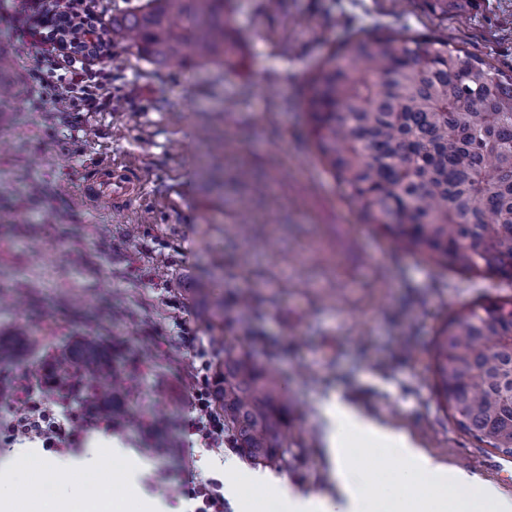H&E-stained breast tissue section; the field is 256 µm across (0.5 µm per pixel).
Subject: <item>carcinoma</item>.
Returning <instances> with one entry per match:
<instances>
[{"label":"carcinoma","mask_w":512,"mask_h":512,"mask_svg":"<svg viewBox=\"0 0 512 512\" xmlns=\"http://www.w3.org/2000/svg\"><path fill=\"white\" fill-rule=\"evenodd\" d=\"M230 0H144L112 35L154 64L229 62ZM316 154L394 248L460 272L512 281V72L428 35L378 26L351 34L311 78L305 106ZM216 371L224 442L255 464L288 452L292 413L273 366L245 328ZM120 347L88 338L58 359L98 399L123 379ZM437 404L464 434L512 457V298L463 306L430 352Z\"/></svg>","instance_id":"carcinoma-1"}]
</instances>
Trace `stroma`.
Here are the masks:
<instances>
[{"instance_id":"1","label":"stroma","mask_w":512,"mask_h":512,"mask_svg":"<svg viewBox=\"0 0 512 512\" xmlns=\"http://www.w3.org/2000/svg\"><path fill=\"white\" fill-rule=\"evenodd\" d=\"M226 19L247 38L221 68L163 67L108 38L112 103L99 112L29 111L38 59L0 24V54L14 61L0 74L12 87L0 101V334L36 339L0 361V378L26 380L38 395L40 370L75 341L121 343L138 361L121 400L141 422L105 428L106 408L87 397L71 404L76 417L99 416L82 436L109 433L124 450L113 466H133L157 512H194L182 477L223 479L233 450L174 455L167 448L178 433L150 423L160 408L176 415L195 387L180 349L184 308L209 368L224 359L228 333L212 327L211 300L200 293L212 281L220 293L253 298L243 317L276 345L255 353L272 362L292 402L284 461L241 463L239 493L258 497L260 512H284L279 480L296 496L335 495L322 411L338 397L443 467L465 468L512 497V457L457 429L435 401L429 371L448 315L510 298L512 283L395 253L317 159L302 109L313 70L352 31L377 24L433 34L512 68V0H466L445 15L425 0H232ZM113 164L134 175L139 192L119 203L86 200L82 183ZM26 412L25 395L0 392V459L24 445L40 450L44 464L62 470L59 496H91L108 483L103 468L87 479L63 471L88 448L48 450L32 435L5 441Z\"/></svg>"}]
</instances>
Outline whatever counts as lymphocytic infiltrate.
Returning <instances> with one entry per match:
<instances>
[{"label": "lymphocytic infiltrate", "instance_id": "lymphocytic-infiltrate-1", "mask_svg": "<svg viewBox=\"0 0 512 512\" xmlns=\"http://www.w3.org/2000/svg\"><path fill=\"white\" fill-rule=\"evenodd\" d=\"M66 12H58L52 0H20L14 6L12 21L16 33L35 50L39 64L31 72L37 94L30 100L34 110H43L46 103L60 100L68 112H97L111 103L102 95L104 77L111 71V56L98 35L101 18L86 12L82 0H67ZM75 27L95 34L87 52H66L60 48L62 30ZM209 392L194 390L184 404L182 417L172 419L173 427L187 428L201 443L215 445L224 441V422L209 407ZM27 417L13 425L14 431L35 434L49 448H75L80 433L71 422L57 421L45 425L49 412L47 398L30 402Z\"/></svg>", "mask_w": 512, "mask_h": 512}]
</instances>
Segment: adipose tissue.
Listing matches in <instances>:
<instances>
[{
	"instance_id": "1",
	"label": "adipose tissue",
	"mask_w": 512,
	"mask_h": 512,
	"mask_svg": "<svg viewBox=\"0 0 512 512\" xmlns=\"http://www.w3.org/2000/svg\"><path fill=\"white\" fill-rule=\"evenodd\" d=\"M324 415L328 422L324 452L336 495L295 499L290 512H372L363 488L352 481L357 462L350 456L349 446L356 441L371 445L379 458L396 460L394 512H512V498L495 486L468 471L440 467L407 436L381 426L356 406L336 399L327 403ZM23 470L26 493L19 497L0 495V512H125L124 500L135 496L127 476L116 473L112 476L113 493L61 502L42 491L56 474L45 468L37 452H30Z\"/></svg>"
}]
</instances>
